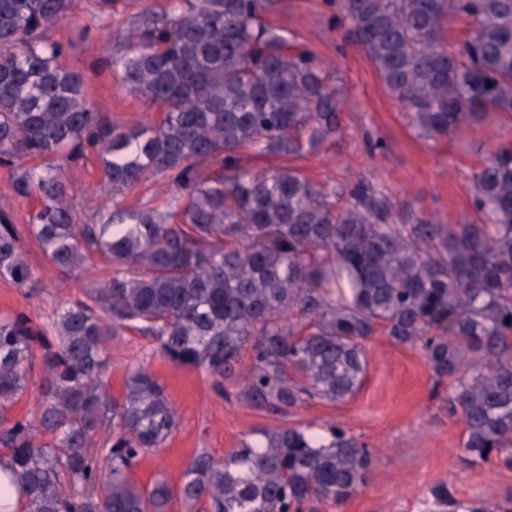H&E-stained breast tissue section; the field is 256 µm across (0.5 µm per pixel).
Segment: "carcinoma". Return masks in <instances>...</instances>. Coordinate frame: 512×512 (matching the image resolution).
I'll list each match as a JSON object with an SVG mask.
<instances>
[{
  "label": "carcinoma",
  "mask_w": 512,
  "mask_h": 512,
  "mask_svg": "<svg viewBox=\"0 0 512 512\" xmlns=\"http://www.w3.org/2000/svg\"><path fill=\"white\" fill-rule=\"evenodd\" d=\"M181 2L146 15L112 61L162 110L157 125L126 127L100 121L85 77L60 62L49 31L69 0H0V164L57 161L14 181L41 202L32 224L55 269L70 274L92 251L112 264L46 324L0 318V446L30 512H169L203 497L212 512H317L367 485L372 452L331 425L264 431L261 447L195 455L176 486L139 487L134 469L178 418L143 366L108 398L106 343L129 329L205 371L221 395L250 351L242 396L282 416L354 396L381 331L422 350L448 415L462 418V461L512 467V141L472 172L467 224L403 217L385 188L362 181L325 191L293 166L254 173L246 151L297 159L335 138L341 90L310 47L267 24L272 0ZM333 20L349 22L419 135L447 137L491 112L512 118V0H336ZM459 22L461 35L442 36ZM86 143L112 196L97 224L73 223L61 172ZM150 177L185 191L182 221L171 199L123 204ZM0 277L38 282L5 213ZM37 368L36 417L8 416ZM430 493L442 509L512 512V498L474 508L444 483Z\"/></svg>",
  "instance_id": "1"
}]
</instances>
